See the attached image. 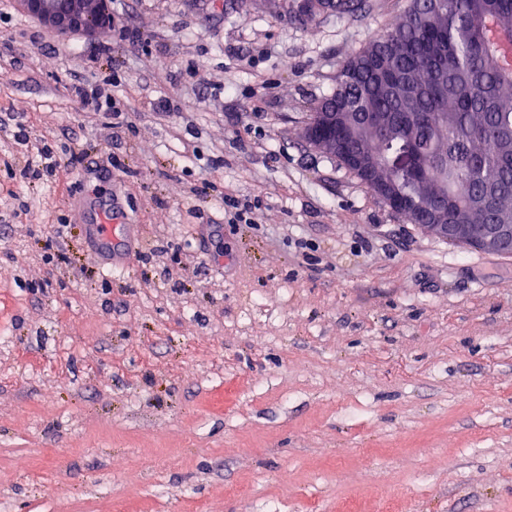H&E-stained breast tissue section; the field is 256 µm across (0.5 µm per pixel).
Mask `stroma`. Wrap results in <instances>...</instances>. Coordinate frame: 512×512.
<instances>
[{"instance_id":"35a3bbf8","label":"stroma","mask_w":512,"mask_h":512,"mask_svg":"<svg viewBox=\"0 0 512 512\" xmlns=\"http://www.w3.org/2000/svg\"><path fill=\"white\" fill-rule=\"evenodd\" d=\"M302 3L0 0V512H512V257L302 133L406 0ZM19 8L57 37L91 34L112 25L107 0H17ZM358 6L359 3L356 0H317V2L305 1L303 13L312 14L317 11L320 12L324 10H331L335 11L337 14H345L357 10Z\"/></svg>"}]
</instances>
